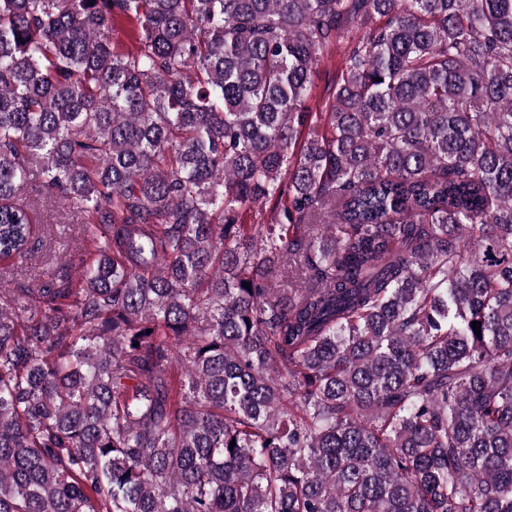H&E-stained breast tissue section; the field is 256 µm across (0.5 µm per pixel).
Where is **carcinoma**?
Instances as JSON below:
<instances>
[{
	"label": "carcinoma",
	"instance_id": "cac0c4a2",
	"mask_svg": "<svg viewBox=\"0 0 512 512\" xmlns=\"http://www.w3.org/2000/svg\"><path fill=\"white\" fill-rule=\"evenodd\" d=\"M25 188L0 512H512V0H0L3 262ZM110 37L112 39V49L119 54L134 51L137 45V36L133 25L123 18L116 17L112 20ZM348 50V42L340 40L326 52L310 79V93L306 100L309 112H326L334 100L336 79ZM285 197L282 200L274 199L267 204L254 207L252 210L242 211L239 223L241 224H276L280 218V211L286 205ZM42 233L30 259L15 265H0V290L14 293L41 288L53 271L57 279H77L75 264L84 248L83 214L72 206L42 202L35 208Z\"/></svg>",
	"mask_w": 512,
	"mask_h": 512
}]
</instances>
